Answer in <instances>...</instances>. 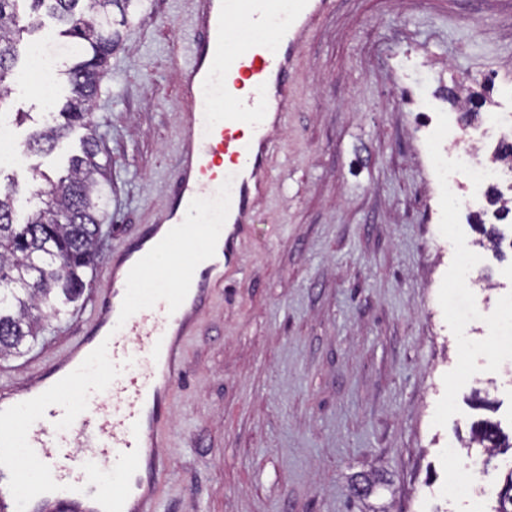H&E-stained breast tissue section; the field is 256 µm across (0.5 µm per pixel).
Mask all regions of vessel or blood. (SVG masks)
Wrapping results in <instances>:
<instances>
[{
    "label": "vessel or blood",
    "instance_id": "1",
    "mask_svg": "<svg viewBox=\"0 0 512 512\" xmlns=\"http://www.w3.org/2000/svg\"><path fill=\"white\" fill-rule=\"evenodd\" d=\"M333 5L334 0H290L280 12L273 0H192L195 40L179 69L180 149L166 207L110 261L87 336L51 370L24 378L20 390L0 392V410L32 399L65 377L71 360L85 359L103 343L121 370L108 387L121 411L107 413L94 392L71 431L57 430L64 415L58 405L31 426L28 442L61 488L35 497L27 512H158L159 485L170 474L163 450L171 445L160 407L183 374L195 323L236 264L256 207L273 183L270 132L295 103L300 53ZM246 79L266 85V97L239 95ZM226 181L231 191L224 232L214 257L195 269L180 308L169 311L160 301L120 321L133 265L161 241L163 230L184 220L194 198L215 196ZM133 357L141 360L136 372L128 369ZM72 431L86 450L78 458L69 450Z\"/></svg>",
    "mask_w": 512,
    "mask_h": 512
}]
</instances>
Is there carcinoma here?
I'll use <instances>...</instances> for the list:
<instances>
[{"label":"carcinoma","mask_w":512,"mask_h":512,"mask_svg":"<svg viewBox=\"0 0 512 512\" xmlns=\"http://www.w3.org/2000/svg\"><path fill=\"white\" fill-rule=\"evenodd\" d=\"M136 0H0V103L20 82L18 44L41 26L45 9L60 23L56 35L71 40L72 62L64 75L70 94L48 103L51 121L35 133L29 148L47 153L78 127L85 130L80 152L66 174L31 191L42 203L27 220H14L18 182L0 190V357L17 355L34 338L44 318L56 317L85 288V270L95 260V240L107 214L109 181L98 159L102 133L92 120L108 60L120 41ZM473 440L492 453L501 447L498 426L476 424ZM495 512H512V470L505 476Z\"/></svg>","instance_id":"cac0c4a2"}]
</instances>
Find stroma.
Here are the masks:
<instances>
[{
  "instance_id": "obj_1",
  "label": "stroma",
  "mask_w": 512,
  "mask_h": 512,
  "mask_svg": "<svg viewBox=\"0 0 512 512\" xmlns=\"http://www.w3.org/2000/svg\"><path fill=\"white\" fill-rule=\"evenodd\" d=\"M194 36L190 0H146L123 27L92 115L112 183L95 264L28 351L0 357V385L83 338L110 252L164 206ZM296 82L241 269L186 347L159 512H472L448 495L463 469L493 512L512 448L487 454L471 427L488 419L512 437V352L480 320L512 307V213L496 220L487 198L451 212L434 165L463 132L453 91L512 103V0H335ZM0 108L24 115L12 123L23 162L0 165V185L57 177L82 130L44 155L28 148L43 95L21 85ZM464 248L488 287L459 281ZM365 477L378 486L364 497Z\"/></svg>"
}]
</instances>
